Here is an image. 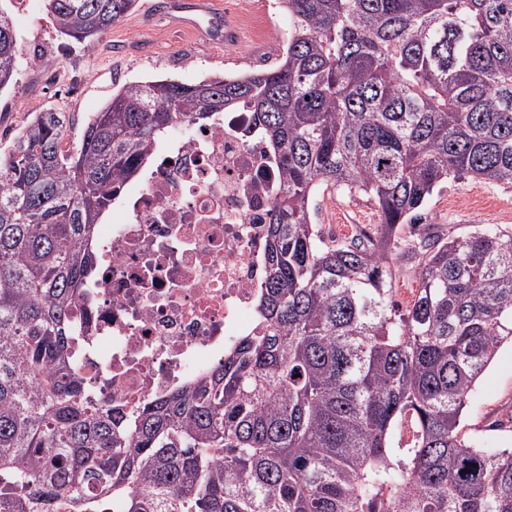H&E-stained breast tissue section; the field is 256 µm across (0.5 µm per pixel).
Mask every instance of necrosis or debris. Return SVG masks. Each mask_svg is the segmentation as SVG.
<instances>
[{
  "label": "necrosis or debris",
  "mask_w": 512,
  "mask_h": 512,
  "mask_svg": "<svg viewBox=\"0 0 512 512\" xmlns=\"http://www.w3.org/2000/svg\"><path fill=\"white\" fill-rule=\"evenodd\" d=\"M278 154L245 107L156 150L122 221L97 229L100 262L75 298V365L124 415L207 377L256 323Z\"/></svg>",
  "instance_id": "1"
}]
</instances>
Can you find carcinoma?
Returning a JSON list of instances; mask_svg holds the SVG:
<instances>
[{"mask_svg":"<svg viewBox=\"0 0 512 512\" xmlns=\"http://www.w3.org/2000/svg\"><path fill=\"white\" fill-rule=\"evenodd\" d=\"M88 48L137 0H44ZM278 65L132 81L88 119L35 113L0 156V512H512V448L470 442L476 382L512 342V235L401 246L449 179L512 184V0H285ZM0 8V89L17 73ZM247 105L281 161L257 326L131 434L73 364L69 317L115 195L173 127ZM374 234L326 240L319 188ZM419 288L398 314L392 267ZM412 440L401 442L405 425Z\"/></svg>","mask_w":512,"mask_h":512,"instance_id":"cac0c4a2","label":"carcinoma"}]
</instances>
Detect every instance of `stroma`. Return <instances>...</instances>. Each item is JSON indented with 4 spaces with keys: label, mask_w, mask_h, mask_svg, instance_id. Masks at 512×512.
I'll return each mask as SVG.
<instances>
[{
    "label": "stroma",
    "mask_w": 512,
    "mask_h": 512,
    "mask_svg": "<svg viewBox=\"0 0 512 512\" xmlns=\"http://www.w3.org/2000/svg\"><path fill=\"white\" fill-rule=\"evenodd\" d=\"M158 0H139L94 49L65 38L42 0H10L18 33L19 68L0 89V155L32 113L68 112L67 143H78L87 119L127 82L173 78L194 83L267 69L281 59L290 19L282 0H209L212 13L237 28L214 41L160 15ZM315 221L325 238L344 242L374 233L377 212L367 198L326 190L315 197ZM433 232L461 237L479 227L512 233V185L448 180L428 200ZM465 437L512 448V346L504 345L477 383L462 422Z\"/></svg>",
    "instance_id": "stroma-1"
}]
</instances>
